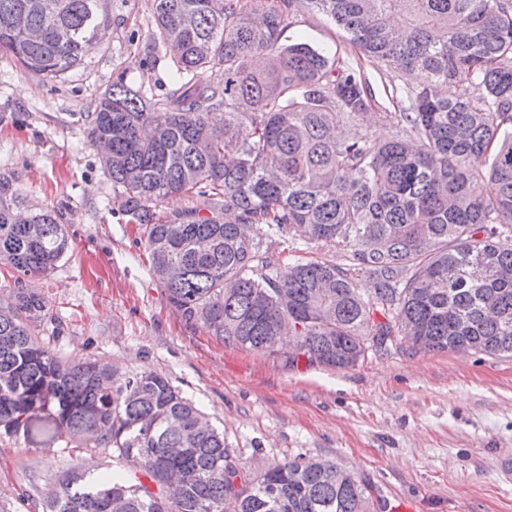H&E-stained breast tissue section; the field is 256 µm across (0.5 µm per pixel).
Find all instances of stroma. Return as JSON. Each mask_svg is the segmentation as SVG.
<instances>
[{
	"instance_id": "stroma-1",
	"label": "stroma",
	"mask_w": 512,
	"mask_h": 512,
	"mask_svg": "<svg viewBox=\"0 0 512 512\" xmlns=\"http://www.w3.org/2000/svg\"><path fill=\"white\" fill-rule=\"evenodd\" d=\"M83 63L57 80L0 52V174L25 208H50L71 247L48 275L26 280L46 298L42 336L66 360L166 376L224 429L253 472L299 454L336 463L371 486L367 512H512V357L400 345L355 367L299 363L217 340L172 312L153 280L84 117L118 71L159 99L168 56L149 52L152 0H108ZM331 56L355 51L334 24L298 8L282 33ZM119 471L108 448L72 451L0 428V512H44L61 473Z\"/></svg>"
}]
</instances>
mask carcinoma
<instances>
[{
  "instance_id": "obj_1",
  "label": "carcinoma",
  "mask_w": 512,
  "mask_h": 512,
  "mask_svg": "<svg viewBox=\"0 0 512 512\" xmlns=\"http://www.w3.org/2000/svg\"><path fill=\"white\" fill-rule=\"evenodd\" d=\"M107 0H0V51L57 79L79 66ZM306 3L392 85L389 134L348 128L376 103L360 67L283 44ZM152 49L170 56L163 101L119 72L86 117L114 199L142 229L172 311L225 344L293 367L351 368L395 337L416 350L512 356V0H153ZM220 69L224 82L207 73ZM223 110L222 122L211 120ZM483 156L486 169L471 165ZM496 185L492 198L482 184ZM172 195L192 206L164 215ZM0 177V266L51 272L68 252L51 211L24 217ZM302 240L290 260L273 238ZM343 245L350 264L313 255ZM372 281L371 297L357 286ZM45 299L0 302V427L110 448L124 471L68 469L46 512H365L369 483L299 454L253 475L216 426L162 374L70 363L38 336Z\"/></svg>"
}]
</instances>
